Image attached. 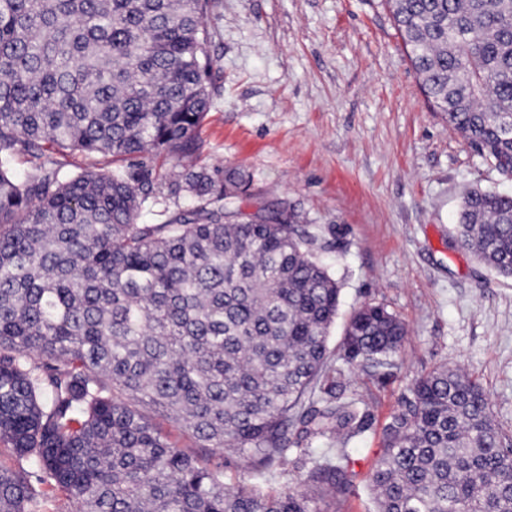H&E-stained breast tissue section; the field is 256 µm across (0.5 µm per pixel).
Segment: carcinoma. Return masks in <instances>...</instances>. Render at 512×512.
I'll return each instance as SVG.
<instances>
[{
    "instance_id": "carcinoma-1",
    "label": "carcinoma",
    "mask_w": 512,
    "mask_h": 512,
    "mask_svg": "<svg viewBox=\"0 0 512 512\" xmlns=\"http://www.w3.org/2000/svg\"><path fill=\"white\" fill-rule=\"evenodd\" d=\"M427 100L512 172V0H386ZM210 0H0V441L77 512H326L352 487L366 429L328 365L342 282L306 217L270 202L239 220L250 180L198 165L212 108ZM134 162L70 174L20 149ZM188 162L168 180L143 158ZM173 202L172 210L167 202ZM162 206L161 220L140 224ZM457 243L512 278V194L462 199ZM406 328L381 305L350 315L348 364L394 365ZM147 406L285 492L224 489V468L179 450ZM314 440L340 442L312 456ZM378 512H512V436L482 387L445 365L416 379L367 477ZM43 491L0 470V512ZM304 477L305 470L301 469L295 453H289L287 462L277 467L275 480L265 486L273 488L274 491H285Z\"/></svg>"
}]
</instances>
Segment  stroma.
<instances>
[{"label": "stroma", "mask_w": 512, "mask_h": 512, "mask_svg": "<svg viewBox=\"0 0 512 512\" xmlns=\"http://www.w3.org/2000/svg\"><path fill=\"white\" fill-rule=\"evenodd\" d=\"M206 22L200 160L250 175L244 216L287 200L329 246L322 258L343 281L329 355L367 429L349 443L353 490L327 509L375 512L366 475L383 428L434 367L480 383L512 434V280L454 241L464 193H512V178L426 103L383 0H212ZM365 303L407 329L382 371L342 358L344 324Z\"/></svg>", "instance_id": "obj_1"}]
</instances>
